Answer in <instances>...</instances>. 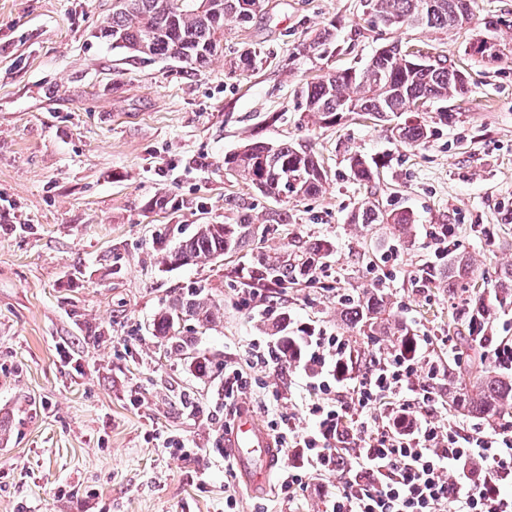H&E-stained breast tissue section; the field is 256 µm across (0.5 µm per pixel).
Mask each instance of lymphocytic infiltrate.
Instances as JSON below:
<instances>
[{"label": "lymphocytic infiltrate", "mask_w": 512, "mask_h": 512, "mask_svg": "<svg viewBox=\"0 0 512 512\" xmlns=\"http://www.w3.org/2000/svg\"><path fill=\"white\" fill-rule=\"evenodd\" d=\"M291 343L315 366L311 385L321 397L306 408L308 428L281 408L280 393L267 400L275 443L294 458L278 474L281 491L332 476L325 512H512V429L463 419L440 426V368L423 348L395 349L357 372L340 336L309 330ZM244 354L224 368L228 408L252 388L247 368L281 364L278 345L265 340L252 339ZM422 363L428 380L420 384Z\"/></svg>", "instance_id": "1"}]
</instances>
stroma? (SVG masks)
I'll use <instances>...</instances> for the list:
<instances>
[{
	"instance_id": "35a3bbf8",
	"label": "stroma",
	"mask_w": 512,
	"mask_h": 512,
	"mask_svg": "<svg viewBox=\"0 0 512 512\" xmlns=\"http://www.w3.org/2000/svg\"><path fill=\"white\" fill-rule=\"evenodd\" d=\"M113 0H0V512H224V434L243 412L267 422L253 398L224 408V366L249 337L276 342L308 324L344 336L362 356L392 338L357 334L342 295L379 288L387 308L446 363L474 329L465 292L492 300L512 269V0H474V27L441 31L366 24L365 0H269L245 26L228 24L223 53L194 73L135 59L101 38ZM339 51L307 53L328 25ZM489 32L496 58L469 52ZM401 42L446 56L471 90L410 148L367 117L326 124L305 111L307 82L365 65ZM257 48L254 70L230 73ZM263 140L307 148L328 175L321 193L269 197L224 157ZM356 152L387 156L370 185L349 178ZM364 199L413 214L410 243L385 224H355ZM253 229L240 250L195 265L163 256L200 224ZM470 264L460 288L433 284L435 237ZM334 248L328 272L278 286L250 279L254 257ZM196 289L221 321L188 319L187 352L151 334L161 310ZM485 336L512 334V305L491 307ZM206 360L204 369L193 357ZM257 392L288 407L309 401L304 366L254 372ZM184 441L190 455L165 448ZM331 481L288 500L237 487V512H322Z\"/></svg>"
}]
</instances>
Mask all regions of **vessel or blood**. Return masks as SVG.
<instances>
[{
    "label": "vessel or blood",
    "instance_id": "b4317fda",
    "mask_svg": "<svg viewBox=\"0 0 512 512\" xmlns=\"http://www.w3.org/2000/svg\"><path fill=\"white\" fill-rule=\"evenodd\" d=\"M224 452L233 458L248 490L267 488L272 470L279 459V451L255 419L242 416Z\"/></svg>",
    "mask_w": 512,
    "mask_h": 512
}]
</instances>
